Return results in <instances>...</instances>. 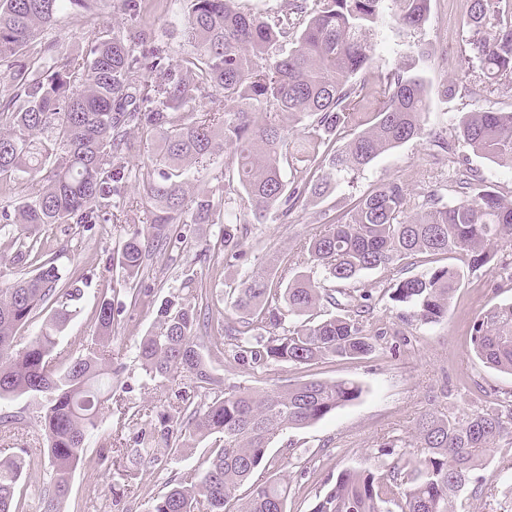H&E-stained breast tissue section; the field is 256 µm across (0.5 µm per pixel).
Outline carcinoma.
Returning <instances> with one entry per match:
<instances>
[{
	"label": "carcinoma",
	"mask_w": 512,
	"mask_h": 512,
	"mask_svg": "<svg viewBox=\"0 0 512 512\" xmlns=\"http://www.w3.org/2000/svg\"><path fill=\"white\" fill-rule=\"evenodd\" d=\"M90 2L106 12L117 3L133 13L139 8L137 0H0V198L14 201L0 219L15 225L19 261L39 263L35 274L0 288V400L25 394L41 400L39 427L52 467L42 512H60L72 471L112 400L113 313L111 299L101 297L97 341L76 357L56 352L57 333L73 316L69 302L81 290L53 263L40 262L43 244L33 231L99 224L112 220L114 209L136 210L122 191L132 176L152 203V242L170 243L175 224H222L224 255L231 256L241 223L232 193L245 197L255 216L286 218L381 153L421 138L427 107L423 80L404 66L386 70L374 87L357 76L373 62L374 33L393 23L421 27L430 0H394L392 14L388 0H283L271 16L245 13L237 0H184L181 34L192 50L174 64L155 46L151 28L125 35L104 25L77 56L42 42L64 13ZM464 24L476 35L482 74L472 94L511 82L512 0H470ZM373 98L374 123L362 130L361 109ZM205 99L211 107L201 105ZM133 128L154 151L150 165L130 173L123 159L141 149L128 137ZM348 128L356 132L336 147ZM455 136L512 168V111L467 112ZM433 142L446 153L448 184L415 194L394 180L358 197L308 239L314 275L290 278L285 266V285L262 272L243 276L229 302L239 326L227 330L224 315L216 318V330L234 336L223 355L257 366L368 356L376 344L364 329L370 296L356 285L362 273L423 253L450 255L476 269L512 242V199L463 167L443 135ZM224 150L215 184L191 193L193 167ZM285 164L294 170L289 185ZM147 248L129 238L117 265L138 276ZM459 280L458 268H439L397 281L390 299L417 320L436 322L448 314ZM326 281L340 288L327 289ZM46 302L57 307L40 334L17 349L18 331ZM328 306L333 311L323 312ZM197 318L196 306L168 299L141 337L137 357L145 374L159 383L178 379L181 388L176 403L123 442L137 464L117 475L133 480L139 466L158 460L157 452L177 457L192 438L215 436L208 467L183 473L148 512H226L232 501L239 503L235 512H285L288 487L253 479L267 448L284 430L357 400L362 389L349 380H306L262 392L226 389L205 403L215 380L200 351ZM470 343L484 363L512 374V303L480 314ZM511 433L512 413L429 412L413 435L419 457L383 473L338 474L314 512H392L390 504L397 512H454L457 493ZM41 467L39 457H0V512H26L17 488L25 472Z\"/></svg>",
	"instance_id": "cac0c4a2"
}]
</instances>
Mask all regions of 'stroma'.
<instances>
[{"label": "stroma", "instance_id": "1", "mask_svg": "<svg viewBox=\"0 0 512 512\" xmlns=\"http://www.w3.org/2000/svg\"><path fill=\"white\" fill-rule=\"evenodd\" d=\"M468 0H430L425 23L401 35L388 31L374 37L375 56L363 78L372 81L386 68L411 64L425 80L429 109L425 116L427 135L414 139L377 157L355 176L338 181L334 191L318 203L298 206L287 222L267 220L241 225L242 245L237 257L214 263L213 253L224 248L220 224H181L180 242L154 246L149 251L148 269L137 278H127L113 259L123 242L143 234L151 220L149 205H140L127 220L96 224H64L40 230L48 241V257L61 273L78 272L83 296L76 312L57 335L59 352L78 355L82 346L96 338V305L101 297L112 300V394L115 403L104 409L100 434L92 436L84 456L73 472L61 512H147L167 482L190 470H204L209 463L212 439L197 440L194 448L178 458H161L157 465L140 472L126 484L117 481L119 453L102 450V436L123 426L120 406L142 411L154 419L161 399L173 397L178 382L159 385L150 381L135 358L136 344L154 327L155 311L174 295L190 297L203 290L212 308L225 312L227 322L238 316L225 311L227 295L244 273L262 271L278 277L283 261H292L295 271H308L311 263L302 246L323 218L334 217L351 198L393 181L405 182L414 191L448 175L447 169L431 163L434 147L430 133H452L466 112L483 106L498 111L512 110V85H501L484 97L470 89L480 80L477 63L469 58L474 34L461 23ZM98 24L96 16L76 7L69 10L50 31L71 53H81ZM512 262V247L500 251L495 260L465 271L439 321L422 323L409 309L390 300V282L406 277H423L450 265L448 256H422L395 269L364 273L361 288L372 293L373 310L365 321L367 331L377 334L378 352L359 359L336 358L312 366L288 363L258 367L224 359L209 337L200 343L216 380V392L229 387L265 391L309 379L358 383L359 400L336 409L324 419L277 436L267 450L271 463L265 475L288 484L286 512H312L319 497L344 470H376L391 466L393 456L380 452L382 444L407 440L421 416L429 411L461 416L475 409L491 408L496 402L512 401V374L482 363L469 342L470 328L485 310L512 303V285L499 286L501 262ZM41 408L37 399L20 396L0 402V452L39 454L44 441L39 432ZM512 467V445L501 443L479 472L457 496V512H494L496 505L487 492L499 471Z\"/></svg>", "mask_w": 512, "mask_h": 512}]
</instances>
